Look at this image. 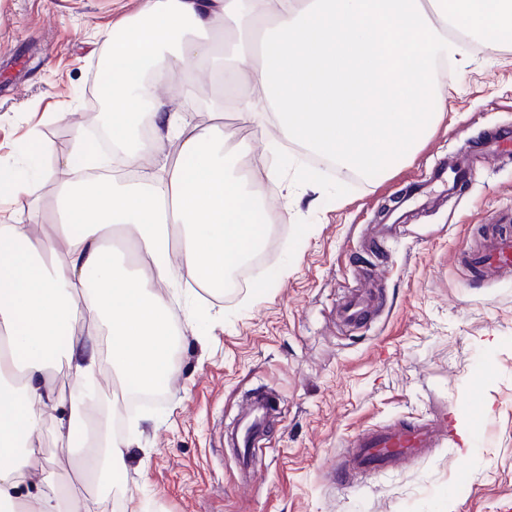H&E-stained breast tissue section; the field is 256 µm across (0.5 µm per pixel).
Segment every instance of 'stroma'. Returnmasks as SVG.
Segmentation results:
<instances>
[{"label":"stroma","instance_id":"obj_1","mask_svg":"<svg viewBox=\"0 0 512 512\" xmlns=\"http://www.w3.org/2000/svg\"><path fill=\"white\" fill-rule=\"evenodd\" d=\"M140 0H0V167L26 174L38 142L43 171L73 150L75 124L102 111L95 97L104 34ZM463 61L441 81L445 120L404 164L352 180L318 165L305 146L255 134L231 112L207 111L201 87L195 121H217L272 162L283 179L267 189L284 223L265 259L239 288L178 283L168 300L176 327L175 373L161 397L115 406V380L99 376L96 414L112 431L147 429L140 449L107 484L77 479L44 425L42 459L62 482L96 499L95 512H120L134 495L143 512H512V272L470 270L462 252L496 224L512 225V152L483 145L512 130V44L490 52L471 38ZM73 120H65V113ZM477 167L448 201L418 205L396 237L373 247L384 210L448 156ZM56 181L39 198L0 202V224L27 223L33 202L55 205ZM383 273L374 315L345 326L336 310L360 276ZM276 401L275 420L248 476L227 445L250 396ZM486 417L475 425L474 409ZM447 410L452 433L403 466L350 476L345 451L355 435Z\"/></svg>","mask_w":512,"mask_h":512}]
</instances>
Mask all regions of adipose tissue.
I'll list each match as a JSON object with an SVG mask.
<instances>
[{
	"label": "adipose tissue",
	"mask_w": 512,
	"mask_h": 512,
	"mask_svg": "<svg viewBox=\"0 0 512 512\" xmlns=\"http://www.w3.org/2000/svg\"><path fill=\"white\" fill-rule=\"evenodd\" d=\"M452 28L500 49L512 39V0H142L113 26L102 54L105 128L140 179L61 180L53 231L41 237L29 224H0V512H92L45 467L35 501L16 494L42 454L47 411L58 447L89 449L94 476L138 444L139 429L103 439L91 417L57 415L58 357L85 384L109 370L154 386L174 371L160 285L224 282L266 235L272 210L241 169L251 145L186 111L200 78L225 86L213 112L274 126L342 168L391 169L404 158L386 142L411 148L446 116L440 68L459 53ZM163 140L171 153L144 173ZM116 237L151 260L149 271L112 260Z\"/></svg>",
	"instance_id": "ef3b65f1"
}]
</instances>
